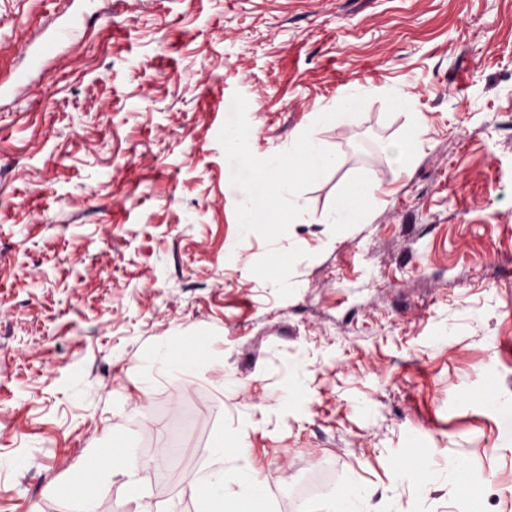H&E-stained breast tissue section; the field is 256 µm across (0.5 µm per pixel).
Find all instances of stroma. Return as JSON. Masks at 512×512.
<instances>
[{"mask_svg":"<svg viewBox=\"0 0 512 512\" xmlns=\"http://www.w3.org/2000/svg\"><path fill=\"white\" fill-rule=\"evenodd\" d=\"M62 12L0 96V512H81L109 443L151 465L97 512H198L217 470L268 512H512V0H0V82ZM237 92L252 151L313 125L339 157L272 245L307 253L287 298L236 220ZM415 112L404 170L382 146ZM357 175L369 222L328 223ZM70 34V28L63 23L54 28L50 33L41 37L34 45L30 46L29 58L33 68L44 66L45 60L52 56L58 44Z\"/></svg>","mask_w":512,"mask_h":512,"instance_id":"35a3bbf8","label":"stroma"}]
</instances>
